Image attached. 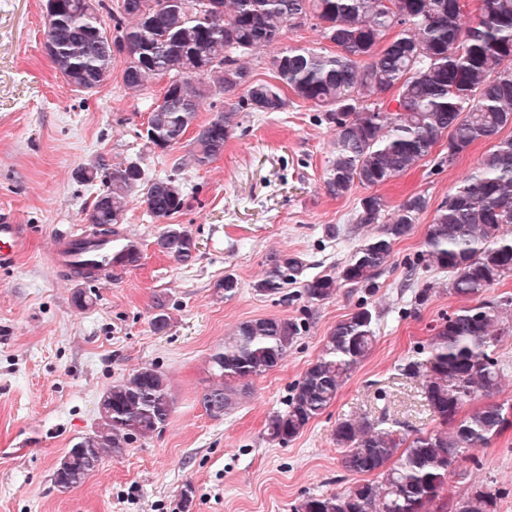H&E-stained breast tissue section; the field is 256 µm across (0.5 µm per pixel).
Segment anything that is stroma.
Masks as SVG:
<instances>
[{
  "label": "stroma",
  "instance_id": "1",
  "mask_svg": "<svg viewBox=\"0 0 512 512\" xmlns=\"http://www.w3.org/2000/svg\"><path fill=\"white\" fill-rule=\"evenodd\" d=\"M44 4L0 0V221L23 232L15 258L0 265V512H291L303 496L352 482L333 441L338 420L366 414L404 432L435 427L419 379L398 367L418 358L433 327L463 301L449 294L446 273L417 270L415 289L427 291L422 301L405 290V279L435 210L477 170L490 142L452 161L440 140L415 168L378 187L389 209L414 194L429 205L373 285L338 283L318 305L307 302L299 284L286 298L260 296L254 285L270 257L299 255L311 277L335 273L379 231L353 220L367 189L342 197L326 191L333 126L293 97L282 112L240 113L220 157L184 164L188 144L161 152L141 137L162 82L127 95L118 57L110 82L90 95L76 91L42 51ZM100 158L136 160L150 177L179 179L187 206L173 221L188 225L199 243L191 265L156 249L161 226L135 201L114 231L137 238L139 265L114 269L108 284L49 265L53 237L88 222L104 185L83 182L79 172ZM330 224L339 227L338 239L327 238ZM227 274L240 283L230 299L215 291ZM78 290L92 296V306H74ZM161 292L170 298L171 326L156 334L153 300ZM362 304L378 317L366 360L300 436L283 446L267 441L269 415L284 409L330 329ZM268 316L298 320L304 329L285 359L252 381L249 398L224 417H210L200 404L215 380L210 355L242 321ZM143 365L157 366L169 381V422L105 458L83 484L59 492L53 471L93 427L101 395ZM486 483L502 493L500 512H512V427L470 449L445 494L454 500Z\"/></svg>",
  "mask_w": 512,
  "mask_h": 512
}]
</instances>
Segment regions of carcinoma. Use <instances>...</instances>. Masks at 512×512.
Instances as JSON below:
<instances>
[{"instance_id": "carcinoma-1", "label": "carcinoma", "mask_w": 512, "mask_h": 512, "mask_svg": "<svg viewBox=\"0 0 512 512\" xmlns=\"http://www.w3.org/2000/svg\"><path fill=\"white\" fill-rule=\"evenodd\" d=\"M46 16L44 41L49 60L66 82L93 92L112 78L108 32L87 0H54ZM129 10H109L113 33L126 40L122 83L138 96L149 82L169 79L167 94L151 105L146 142L165 151L185 140L207 97L237 98L215 111L190 140L198 166L224 153V143L247 112H281L285 91L320 108L336 130L325 186L334 196L354 185L381 186L416 167L448 136V154L458 157L477 141L496 140L478 170L456 187L435 211L418 263L448 273L449 292L470 304L459 307L433 329L422 362L398 367L420 379L421 396L438 425L405 434L385 419L368 415L336 423L333 440L341 465L364 475L332 493L311 494L293 512H499L500 492L487 485L450 501L448 475L463 454L500 435L512 401L492 402L468 414L464 405L500 391L507 364L495 357L508 337L512 297L481 296L512 274V137L499 138L512 124V0H487L494 22L462 0H219L220 17L206 0H132ZM315 20L334 52L285 47L295 21ZM271 53L277 83L248 80L241 59ZM106 189L96 197L89 223L112 232L126 207L138 200L162 230L159 251L182 265L195 261L198 242L183 224L169 220L186 205L182 184L167 177L149 179L139 163L122 161L105 173ZM428 201L408 197L377 235L351 252L337 274L307 277L295 254L274 257L262 280L261 295H277L303 283L308 302L336 294L340 280L370 284L391 260L396 241L409 235ZM385 201L372 194L361 200L357 224H377ZM139 244L127 242L113 263L136 266ZM226 299L239 290L226 275L215 285ZM169 297H154L151 326H170ZM376 317L361 306L339 321L325 338L321 355L295 383L287 408L266 425L271 442L286 444L320 416L376 339ZM301 325L290 319L259 317L242 322L210 356L218 382L204 391L205 412L221 418L251 394L249 380L276 367L287 355ZM174 409L163 372L153 365L132 370L112 384L97 404L94 427L76 438L53 473L58 490L68 491L92 474L106 455L119 456L133 440L161 430Z\"/></svg>"}]
</instances>
